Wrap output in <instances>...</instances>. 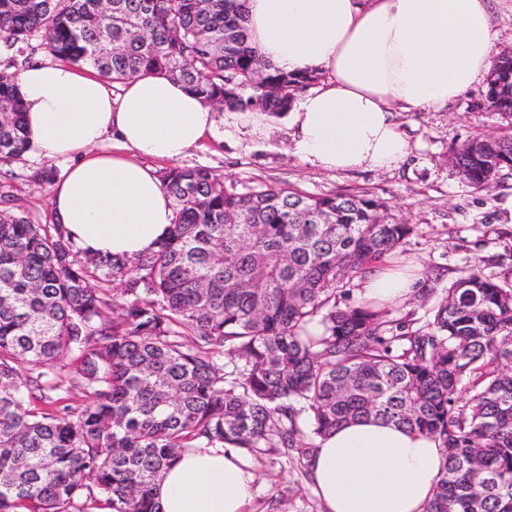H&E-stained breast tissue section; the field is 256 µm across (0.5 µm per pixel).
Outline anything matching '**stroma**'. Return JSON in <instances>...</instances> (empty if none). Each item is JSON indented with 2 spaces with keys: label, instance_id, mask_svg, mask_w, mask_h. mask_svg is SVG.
<instances>
[{
  "label": "stroma",
  "instance_id": "1",
  "mask_svg": "<svg viewBox=\"0 0 512 512\" xmlns=\"http://www.w3.org/2000/svg\"><path fill=\"white\" fill-rule=\"evenodd\" d=\"M482 91V85L470 87L439 112L402 113L411 154L389 170L324 171L292 153L287 128L253 142L229 123L223 137L206 138L181 164L209 169L241 187L382 199L398 218L418 227L400 247L401 262L415 263L438 288H447L477 260L485 274L512 284V170H504L493 188L481 190L465 184L450 162L453 150L472 134L497 135L507 126L484 105ZM48 165L59 174L65 169L63 162L30 152L0 177L18 206L43 223L50 220L51 187L36 184L33 175ZM247 461L255 483L246 512H325L296 453L268 448Z\"/></svg>",
  "mask_w": 512,
  "mask_h": 512
}]
</instances>
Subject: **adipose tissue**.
<instances>
[{"mask_svg":"<svg viewBox=\"0 0 512 512\" xmlns=\"http://www.w3.org/2000/svg\"><path fill=\"white\" fill-rule=\"evenodd\" d=\"M252 45L288 74L319 85L287 116L292 152L325 171L383 170L410 154L396 109L441 110L494 64L487 0H246ZM34 152L64 161L53 223L90 254L134 258L174 222L172 198L149 159H181L221 136L213 103L161 72L126 79L113 94L75 65L44 62L17 76ZM112 139L113 151L99 150ZM418 275L385 268L362 300L402 301ZM443 450L432 439L376 420L319 439L306 464L326 512H424ZM254 475L234 448L182 456L157 487L162 512H245Z\"/></svg>","mask_w":512,"mask_h":512,"instance_id":"ef3b65f1","label":"adipose tissue"}]
</instances>
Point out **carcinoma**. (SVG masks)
I'll list each match as a JSON object with an SVG mask.
<instances>
[{"mask_svg":"<svg viewBox=\"0 0 512 512\" xmlns=\"http://www.w3.org/2000/svg\"><path fill=\"white\" fill-rule=\"evenodd\" d=\"M36 37L114 83L164 71L229 111L257 99L286 112L317 79L262 60L241 0H112L110 13L99 0H0V167L31 150L10 68ZM509 80L504 54L484 99L512 123ZM452 158L487 188L512 170V135L472 137ZM161 180L174 224L133 260L76 249L0 193V512H82L94 486L112 512H160L157 481L195 448L306 456L369 418L445 449L425 512H512V286L475 264L425 321L394 320L348 303L353 279L417 230L384 201L240 189L200 167ZM64 371L82 382L80 408L49 396Z\"/></svg>","mask_w":512,"mask_h":512,"instance_id":"carcinoma-1","label":"carcinoma"}]
</instances>
